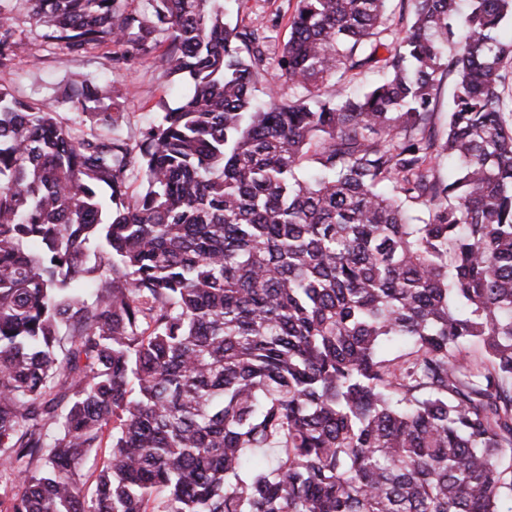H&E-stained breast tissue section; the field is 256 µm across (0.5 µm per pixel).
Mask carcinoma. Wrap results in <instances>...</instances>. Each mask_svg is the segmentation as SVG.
<instances>
[{"label":"carcinoma","instance_id":"carcinoma-1","mask_svg":"<svg viewBox=\"0 0 512 512\" xmlns=\"http://www.w3.org/2000/svg\"><path fill=\"white\" fill-rule=\"evenodd\" d=\"M21 2L189 87L134 142L0 85V512H512V0H296L286 103L231 0ZM453 92V76H445L438 86L435 100L431 108L435 112V126L439 130H443L447 121L448 108L451 104Z\"/></svg>","mask_w":512,"mask_h":512}]
</instances>
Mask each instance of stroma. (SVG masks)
I'll return each mask as SVG.
<instances>
[{"label": "stroma", "instance_id": "stroma-1", "mask_svg": "<svg viewBox=\"0 0 512 512\" xmlns=\"http://www.w3.org/2000/svg\"><path fill=\"white\" fill-rule=\"evenodd\" d=\"M294 8L295 0H241L238 10L230 12L228 19L265 28L270 48L275 51L289 37ZM13 15L23 32V45L10 67L0 71V83L9 86L18 97L53 103L66 118H73L74 112L64 101V90L75 74L91 81L107 75L114 77L119 96L89 103L82 118L88 121L96 112H122L126 128L134 137L151 118L158 116L163 103L174 102L178 88L183 85L182 80L166 75L148 60L113 73L112 49L108 46L92 49L79 57L67 55L30 26L22 8H15Z\"/></svg>", "mask_w": 512, "mask_h": 512}]
</instances>
